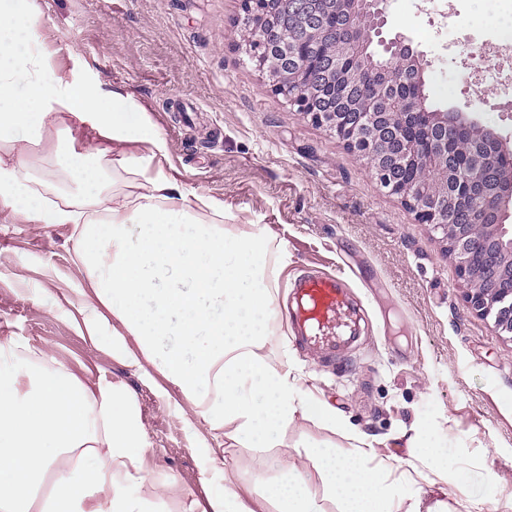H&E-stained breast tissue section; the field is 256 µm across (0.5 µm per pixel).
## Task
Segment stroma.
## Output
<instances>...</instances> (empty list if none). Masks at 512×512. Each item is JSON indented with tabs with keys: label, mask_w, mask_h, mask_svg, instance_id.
I'll return each instance as SVG.
<instances>
[{
	"label": "stroma",
	"mask_w": 512,
	"mask_h": 512,
	"mask_svg": "<svg viewBox=\"0 0 512 512\" xmlns=\"http://www.w3.org/2000/svg\"><path fill=\"white\" fill-rule=\"evenodd\" d=\"M34 36L49 35L53 65L88 68L104 90L130 95L167 143L170 175L224 204V225L275 234L268 250L278 274L277 305L304 271L346 272L363 317L361 337L343 363L299 350L280 318L274 358L301 374L302 388L376 435L381 456L410 458L401 437L424 424L431 441L468 477L484 512L512 501V335L467 305L456 265L438 232L418 223L383 189L362 158L269 85L248 61L239 34L243 0H32ZM382 38L404 34L424 53L431 108L464 112L512 149V65L489 68L471 55L442 53L427 27L442 25L440 0L426 12L412 0H386ZM446 38L470 44L499 18L489 0H461ZM443 26V25H442ZM79 57H72V50ZM478 69L481 90L466 82ZM74 228L44 227L16 215L0 223V339L47 347L77 375L137 395L146 433L143 466L152 481L176 479L205 501L210 465L247 480L279 456L215 441L195 415L176 413L180 395L160 396L135 370L113 358L108 339L80 335L64 303L83 283L72 262ZM51 276H44L43 268ZM26 292H19V282ZM289 465L306 464L307 441L342 444L316 419H297L286 434ZM490 458L494 484L481 461Z\"/></svg>",
	"instance_id": "1"
}]
</instances>
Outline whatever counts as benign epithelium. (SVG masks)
I'll return each instance as SVG.
<instances>
[{
	"label": "benign epithelium",
	"instance_id": "obj_1",
	"mask_svg": "<svg viewBox=\"0 0 512 512\" xmlns=\"http://www.w3.org/2000/svg\"><path fill=\"white\" fill-rule=\"evenodd\" d=\"M383 4L384 0L367 2L370 25L361 32L368 41L371 34H380L386 24ZM254 42L257 45L252 53L255 66L263 72L277 70L279 62L265 50V36L259 29L255 32ZM384 50L401 62L408 59L417 61L422 55L401 34L384 43ZM290 103L332 131L347 148L368 158L380 184L401 198L419 223L441 230L442 239L446 242L445 251L457 264L465 300L471 310L481 316L492 317L497 330L512 334V227L485 222L487 213L499 215L503 205L512 201V182L503 187L500 196L472 204L470 209L463 211L464 218L457 224L448 221L454 198L435 191L438 183H448L451 176L457 177L458 183L470 190L482 182L491 161L485 149L477 146L460 162L453 151L458 133L471 132L477 124L461 115L454 129L429 146L414 143L404 151L388 155L379 153L378 145L384 139L399 137V132L392 127H380L377 113L360 112L350 117L342 112H322L310 97L292 99ZM420 156L424 160L423 175L409 184L403 183L396 171L412 167Z\"/></svg>",
	"mask_w": 512,
	"mask_h": 512
}]
</instances>
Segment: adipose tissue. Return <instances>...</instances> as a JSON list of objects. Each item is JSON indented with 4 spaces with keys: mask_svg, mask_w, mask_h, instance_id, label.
Segmentation results:
<instances>
[{
    "mask_svg": "<svg viewBox=\"0 0 512 512\" xmlns=\"http://www.w3.org/2000/svg\"><path fill=\"white\" fill-rule=\"evenodd\" d=\"M31 0H0V222L70 224L73 263L85 277L75 310L91 341L153 382L176 389L210 432L249 448L283 446L297 417L337 428L346 454L308 444L306 457L339 512H444L465 476L432 455L423 427L402 433L417 454L380 458L376 436L303 392L300 377L270 355L277 333V274L266 228L224 229L223 202L182 189L165 171L169 151L130 96L94 75L56 70L46 42L33 41ZM66 112L105 147L52 145L53 162L26 156L45 126ZM141 144L143 154L128 152ZM42 178H33L34 169ZM136 397L122 386L53 366L46 349L0 341V512H323L309 473L279 465L251 484L209 481L205 503L176 480L149 481ZM93 472L83 468L85 458ZM312 470V471H313ZM421 479L415 494L399 483Z\"/></svg>",
    "mask_w": 512,
    "mask_h": 512,
    "instance_id": "obj_1",
    "label": "adipose tissue"
}]
</instances>
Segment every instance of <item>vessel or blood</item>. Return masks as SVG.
Masks as SVG:
<instances>
[{"instance_id": "obj_1", "label": "vessel or blood", "mask_w": 512, "mask_h": 512, "mask_svg": "<svg viewBox=\"0 0 512 512\" xmlns=\"http://www.w3.org/2000/svg\"><path fill=\"white\" fill-rule=\"evenodd\" d=\"M288 321L298 348L333 360L353 348L361 334L360 309L335 275L303 273L291 286Z\"/></svg>"}]
</instances>
